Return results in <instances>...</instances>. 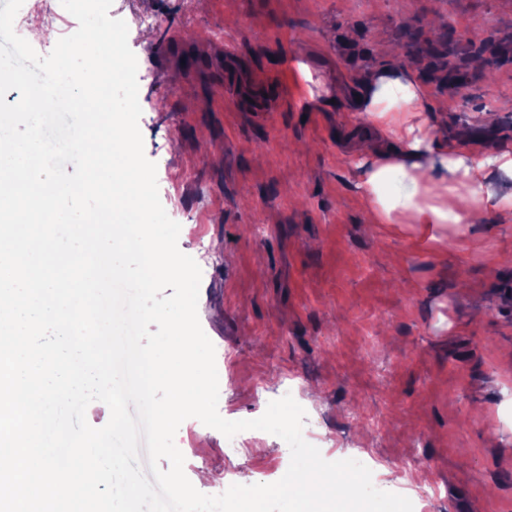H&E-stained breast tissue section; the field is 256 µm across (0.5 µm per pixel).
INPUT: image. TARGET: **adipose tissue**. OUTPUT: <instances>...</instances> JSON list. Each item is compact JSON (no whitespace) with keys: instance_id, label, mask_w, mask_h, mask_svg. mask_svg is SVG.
<instances>
[{"instance_id":"obj_1","label":"adipose tissue","mask_w":512,"mask_h":512,"mask_svg":"<svg viewBox=\"0 0 512 512\" xmlns=\"http://www.w3.org/2000/svg\"><path fill=\"white\" fill-rule=\"evenodd\" d=\"M292 64L306 84V99L331 107L348 97L376 130V137L361 146L363 172L356 184L374 223H394L399 213L425 229L448 222L472 224L481 216L512 222V199L497 197L486 185L493 170L512 175V142L482 156L430 136L425 131L428 93L410 68L393 63L371 71L344 93L316 82L301 59ZM396 175L421 183V195L391 192Z\"/></svg>"}]
</instances>
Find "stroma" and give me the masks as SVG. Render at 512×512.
I'll return each mask as SVG.
<instances>
[{
    "label": "stroma",
    "instance_id": "35a3bbf8",
    "mask_svg": "<svg viewBox=\"0 0 512 512\" xmlns=\"http://www.w3.org/2000/svg\"><path fill=\"white\" fill-rule=\"evenodd\" d=\"M34 3L15 31H49L33 43L44 56L78 22L60 0ZM109 15L130 32L144 153L178 247L208 270L198 316L221 355L219 414L255 419L300 392L332 460L361 448L389 472L411 454L438 487L428 512H512V223H372L354 189L366 116L305 107L288 65L343 84L384 66L389 43L431 73L436 102L454 64L469 93L429 113L431 133L491 155L512 140V0H113ZM242 436L230 448L181 423L199 492L243 470L283 477L288 445Z\"/></svg>",
    "mask_w": 512,
    "mask_h": 512
}]
</instances>
